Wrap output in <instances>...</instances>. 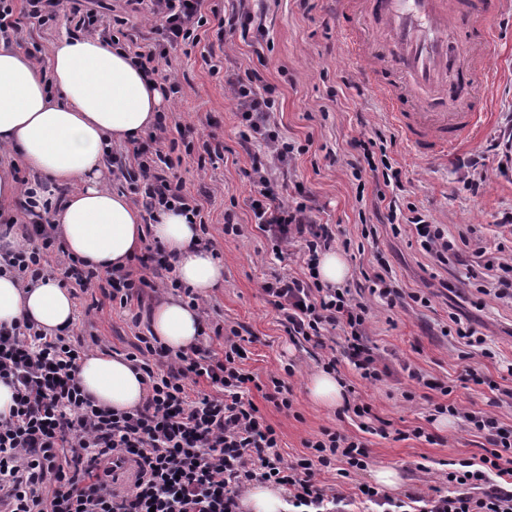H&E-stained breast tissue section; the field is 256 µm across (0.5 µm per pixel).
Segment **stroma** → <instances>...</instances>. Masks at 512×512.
<instances>
[{"instance_id":"stroma-1","label":"stroma","mask_w":512,"mask_h":512,"mask_svg":"<svg viewBox=\"0 0 512 512\" xmlns=\"http://www.w3.org/2000/svg\"><path fill=\"white\" fill-rule=\"evenodd\" d=\"M264 24L265 36L252 32L221 41L207 25L199 31L197 46L170 54L181 86L171 121L193 126L199 137L215 135L224 144L223 159L205 170H198L190 158L176 170L189 192L204 185L214 190L204 201V215L224 263V286L208 296L211 318L245 336L246 371L262 382L272 375L282 377L291 387L289 411L265 401L261 392L252 394L279 432L288 460L304 456V441L323 428L359 433L351 415H337L310 401L306 383L320 370L322 352L306 342L292 343L261 291L275 275L300 272L301 266L297 252L281 258L268 252L254 224L253 187L246 176L252 157L240 142L241 127L224 74L255 72L275 90L280 135L303 147L283 170V193L288 198L308 196L316 222L331 225L336 235L333 248L351 266L347 286L355 287L362 271L373 270L382 258L392 268L394 288L427 299L423 305L405 301L389 312L377 309L370 345L388 366L382 381L361 380L348 361L340 362L342 378L354 386L356 398L370 406L372 415L386 422L387 434L364 436V469L341 479L329 472L322 479L357 502L360 487L373 485L378 469L391 468L403 479L398 498L427 495L430 483L424 468L438 471L452 460L479 462L485 440L457 421L445 427L428 422L433 404L443 397L417 384L410 371L454 385L458 402L495 413L512 428V406L494 404L498 390H512V303L480 300L469 286L473 250H495L512 235L499 225L501 215L512 212V152L505 148L512 136V0H503L499 32L486 60L492 79L479 92V108L492 118L464 147L447 156H420L403 139L373 85L363 77L364 60L346 53L349 18L328 0H267ZM81 32L77 17L63 14L43 26H25L23 36L40 47L45 59L56 39ZM207 51L212 54L208 60L203 57ZM379 135L386 140L393 168L401 172L400 205H412L449 236L466 238L460 259L440 265L422 250L412 231L397 233L386 224L387 208L381 199L386 188L372 177L362 149L355 146L356 141ZM228 223L241 225V236L225 235ZM366 224L377 225L376 239H362ZM74 299L78 313L73 331L88 353L97 352L100 339L109 342L113 353L130 351L136 329L129 311L104 298L99 310L87 316L83 310L89 297L78 293ZM455 316L484 335L492 357L471 354L468 347L444 336ZM289 364L295 369L290 377L284 371ZM468 369L485 376L486 384L459 387L458 379ZM408 392L413 400H405ZM418 426L433 435V442L411 437ZM401 431L406 434L402 440L397 437Z\"/></svg>"}]
</instances>
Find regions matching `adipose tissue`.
<instances>
[{
	"label": "adipose tissue",
	"instance_id": "1",
	"mask_svg": "<svg viewBox=\"0 0 512 512\" xmlns=\"http://www.w3.org/2000/svg\"><path fill=\"white\" fill-rule=\"evenodd\" d=\"M164 105L161 89L137 59L97 36H61L46 67L0 40V146L19 153L38 202L67 252L101 271L126 267L146 239L161 243L185 287L208 295L224 281V265L202 244L198 225L179 210H157L153 223L126 196L103 185L106 143H130L149 131ZM72 294L55 279L20 288L0 274V324L23 319L54 333L75 321ZM149 327L172 351L194 346L198 312L170 298L155 305ZM77 377L98 404L127 410L142 403V374L117 354L97 353Z\"/></svg>",
	"mask_w": 512,
	"mask_h": 512
}]
</instances>
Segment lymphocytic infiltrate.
I'll use <instances>...</instances> for the list:
<instances>
[{
	"instance_id": "f902f5d3",
	"label": "lymphocytic infiltrate",
	"mask_w": 512,
	"mask_h": 512,
	"mask_svg": "<svg viewBox=\"0 0 512 512\" xmlns=\"http://www.w3.org/2000/svg\"><path fill=\"white\" fill-rule=\"evenodd\" d=\"M131 12L145 13L155 36L136 51L145 71L158 73L170 49L196 39L208 18L204 0H126ZM80 13L79 0H0V36L16 40L29 57L39 48L22 39L25 24H46L60 12ZM243 127L244 142L263 147L249 178L258 196L251 202L257 229L274 253L300 245L305 274L282 273L265 282L263 292L278 312L293 341L323 347L327 335L341 331L345 356L360 378L381 381L387 367L368 345L374 316L372 299L388 307L403 300L391 288L387 264L367 278L366 291L330 287L319 282L314 269L320 252L336 241L329 225L316 223L308 197L284 200L275 174L298 153L295 143L280 136L273 89L257 74L226 75ZM167 113H159L149 146L130 144L120 157L132 168L131 194L147 212L177 209L202 221V203L189 194L174 172L173 155L183 151L205 168L219 156L211 140L194 142L191 129L178 127L169 137ZM388 223H404L422 248L439 263L459 255L461 248L440 225L420 214L397 215L388 204ZM27 244L0 250V269L12 272L21 287L43 279L59 251L50 221L27 232ZM484 268L495 278L478 286L479 294L512 301V250L478 251ZM66 278L81 293L102 295L128 308L144 293L180 292L189 306L209 317L206 299L180 287L172 267L146 251L138 268L99 271L76 258L64 266ZM224 349L203 343L172 352L156 336L139 337L127 358L142 373L147 386L143 404L129 410L98 405L81 388L77 366L87 355L73 336L45 333L24 320L0 328V382L15 392V406L0 418V512H241L240 501L250 485L269 482L284 487L292 512H345L347 498L319 477L337 471L349 477L366 464L359 436L326 428L304 443L307 458L290 463L281 451L277 429L250 396L254 377L242 366L244 338L237 329L224 334ZM443 400L437 413L450 414L482 434L488 444L479 468H452L432 473L439 488L421 504L392 498L377 488L362 493L364 502L382 512H512V429L496 415L454 400V389L434 383Z\"/></svg>"
}]
</instances>
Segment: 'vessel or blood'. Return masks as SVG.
Returning a JSON list of instances; mask_svg holds the SVG:
<instances>
[{"instance_id": "1", "label": "vessel or blood", "mask_w": 512, "mask_h": 512, "mask_svg": "<svg viewBox=\"0 0 512 512\" xmlns=\"http://www.w3.org/2000/svg\"><path fill=\"white\" fill-rule=\"evenodd\" d=\"M336 8L358 20L351 49L368 59L370 80L417 153L445 154L471 137L499 0H336Z\"/></svg>"}]
</instances>
